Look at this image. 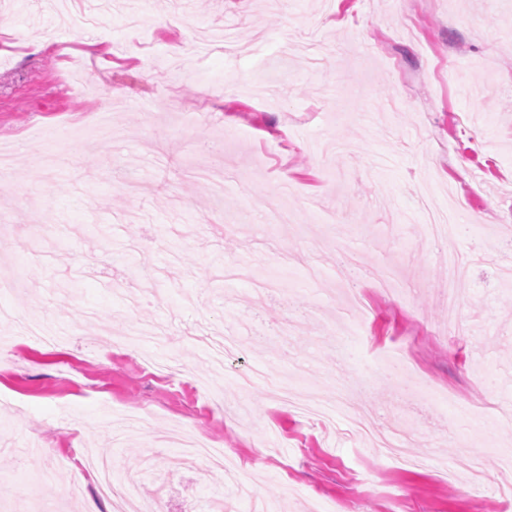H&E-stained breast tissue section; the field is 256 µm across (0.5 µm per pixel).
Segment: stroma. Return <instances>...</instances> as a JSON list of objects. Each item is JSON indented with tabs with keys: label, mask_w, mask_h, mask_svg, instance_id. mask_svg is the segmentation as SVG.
Here are the masks:
<instances>
[{
	"label": "stroma",
	"mask_w": 512,
	"mask_h": 512,
	"mask_svg": "<svg viewBox=\"0 0 512 512\" xmlns=\"http://www.w3.org/2000/svg\"><path fill=\"white\" fill-rule=\"evenodd\" d=\"M97 25L45 0H0V512H110L82 453L139 475L164 512H512V0H91ZM17 37V36H16ZM206 121L191 124L192 116ZM108 119L105 143L86 128ZM67 156L75 170L45 168ZM229 167L224 199L188 178ZM289 183V224L265 205ZM447 212L429 236L422 198ZM336 210L324 223L322 210ZM471 261L449 328L435 290L448 252ZM391 263L403 297L373 288ZM248 267L275 296L224 267ZM300 328L283 335L285 319ZM165 336L124 347L136 324ZM42 325L52 343L36 342ZM402 349L405 388L386 370ZM273 370L313 421L240 372ZM402 430L414 468L385 461L350 411ZM203 432L233 458L185 465L165 444ZM71 456L33 484L30 448ZM470 452L481 492L451 468Z\"/></svg>",
	"instance_id": "35a3bbf8"
}]
</instances>
